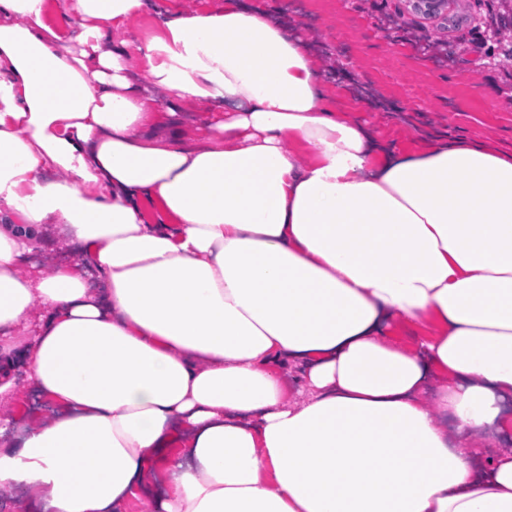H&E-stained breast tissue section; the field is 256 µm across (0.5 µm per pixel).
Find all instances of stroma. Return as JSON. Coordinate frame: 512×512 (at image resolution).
Returning <instances> with one entry per match:
<instances>
[{
  "instance_id": "stroma-1",
  "label": "stroma",
  "mask_w": 512,
  "mask_h": 512,
  "mask_svg": "<svg viewBox=\"0 0 512 512\" xmlns=\"http://www.w3.org/2000/svg\"><path fill=\"white\" fill-rule=\"evenodd\" d=\"M243 2L274 9L309 44L332 104L382 141L416 150L462 131L512 150V77L485 58L477 32L487 9L512 12V0H457L468 22L448 31L406 0Z\"/></svg>"
}]
</instances>
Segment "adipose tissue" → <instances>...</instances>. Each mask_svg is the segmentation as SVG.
I'll return each mask as SVG.
<instances>
[{"label": "adipose tissue", "mask_w": 512, "mask_h": 512, "mask_svg": "<svg viewBox=\"0 0 512 512\" xmlns=\"http://www.w3.org/2000/svg\"><path fill=\"white\" fill-rule=\"evenodd\" d=\"M0 490L512 512V151L382 146L238 0H0Z\"/></svg>", "instance_id": "obj_1"}]
</instances>
